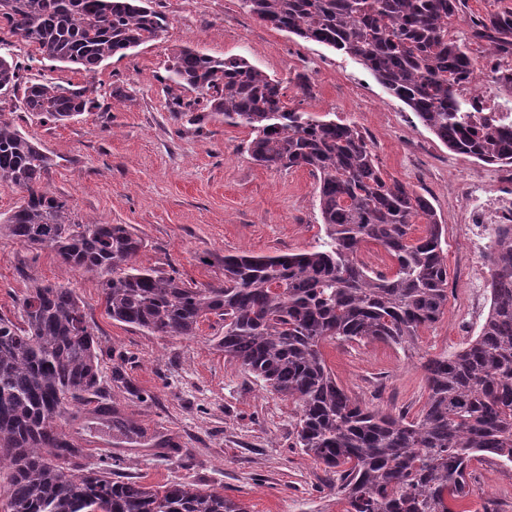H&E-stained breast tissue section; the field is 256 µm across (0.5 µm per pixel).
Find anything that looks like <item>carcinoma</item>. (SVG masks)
Listing matches in <instances>:
<instances>
[{
	"label": "carcinoma",
	"instance_id": "carcinoma-1",
	"mask_svg": "<svg viewBox=\"0 0 512 512\" xmlns=\"http://www.w3.org/2000/svg\"><path fill=\"white\" fill-rule=\"evenodd\" d=\"M273 28L357 58L452 152L512 165V125L473 114L461 92L475 65L453 33L467 0H241ZM169 26L151 0H0V34L43 58L92 75L114 56L158 39ZM469 39L512 56V10L469 24ZM25 66L0 56V91H22L27 112L64 121L97 108L94 83L23 80ZM172 112H209L251 130L246 152L266 167L306 168L316 178L324 236L312 250L221 260L224 278L192 285L136 263L146 247L128 224L77 220L67 200L43 190L50 157L0 118V182L23 193L0 214V236L97 279L106 313L152 336L215 337L239 363L297 408L296 446L321 461L343 512H459L472 463L512 468V224L494 230L490 305L477 335L421 365L425 403L409 420L372 409L336 383L324 345L377 340L412 346L448 306L444 227L423 195L380 169L367 137L348 119L290 105L286 87L244 57L191 47L174 55ZM423 224L415 236L412 226ZM382 247L387 273L368 268L364 247ZM100 343L64 284L34 280L20 320L0 316V484L4 512H246L218 491L190 484L148 487L94 468L55 421L99 395Z\"/></svg>",
	"mask_w": 512,
	"mask_h": 512
}]
</instances>
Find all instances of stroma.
<instances>
[{
  "instance_id": "stroma-1",
  "label": "stroma",
  "mask_w": 512,
  "mask_h": 512,
  "mask_svg": "<svg viewBox=\"0 0 512 512\" xmlns=\"http://www.w3.org/2000/svg\"><path fill=\"white\" fill-rule=\"evenodd\" d=\"M168 18L161 38L107 60L94 78L40 58L35 46L7 36L0 54L32 58L24 77L60 85L93 80L108 106L52 122L23 111L19 95L0 94V118L37 142L53 160L47 191L68 200L76 219L128 224L144 239L138 264L178 270L196 285L222 277L228 254L278 255L311 250L324 234L316 180L304 168L258 165L245 151L249 129L190 121L168 106L164 82L173 52L189 46L214 58L245 57L281 80L306 111L355 121L389 177L423 194L442 220L448 306L399 348L383 342L324 347L336 381L369 407L415 417L425 393L422 363L458 350L481 321L466 279L468 195L490 184L492 166L454 153L351 56L305 42L260 21L241 0H154ZM124 88L111 97L113 86ZM74 288L100 341L101 393L94 411L59 420L84 445L81 463L111 455L123 479L144 485L186 483L214 489L248 512H342L324 465L294 448L296 407L215 347L218 318L197 336H151L112 320L95 278L0 238V315L18 319L30 278ZM123 365L124 377L112 376ZM134 424L127 436L113 417ZM467 512H512V470L474 467Z\"/></svg>"
}]
</instances>
